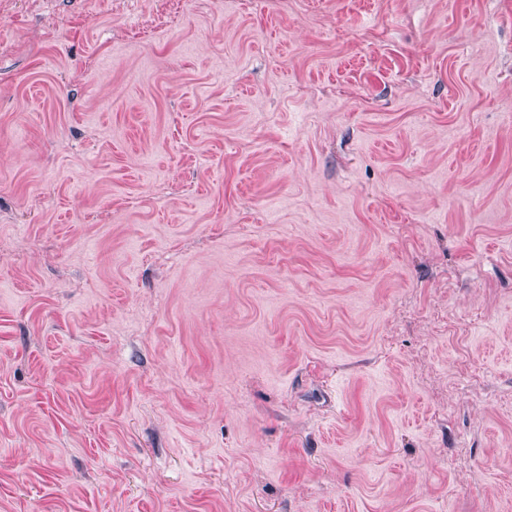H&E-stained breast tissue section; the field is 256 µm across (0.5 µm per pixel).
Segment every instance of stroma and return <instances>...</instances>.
Segmentation results:
<instances>
[{"label": "stroma", "mask_w": 512, "mask_h": 512, "mask_svg": "<svg viewBox=\"0 0 512 512\" xmlns=\"http://www.w3.org/2000/svg\"><path fill=\"white\" fill-rule=\"evenodd\" d=\"M0 512H512V0H0Z\"/></svg>", "instance_id": "obj_1"}]
</instances>
